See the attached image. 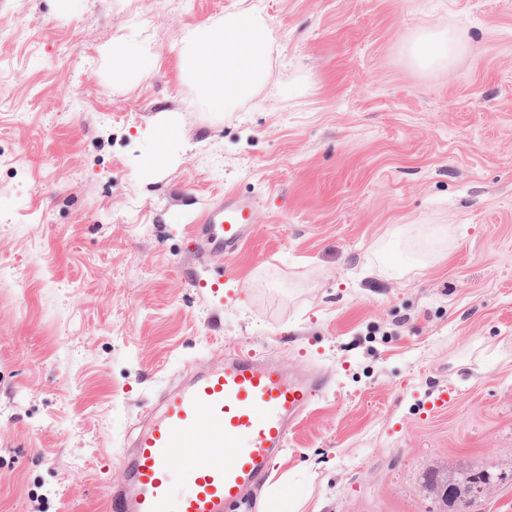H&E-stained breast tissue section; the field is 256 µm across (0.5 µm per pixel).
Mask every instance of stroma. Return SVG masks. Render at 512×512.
Wrapping results in <instances>:
<instances>
[{"label": "stroma", "mask_w": 512, "mask_h": 512, "mask_svg": "<svg viewBox=\"0 0 512 512\" xmlns=\"http://www.w3.org/2000/svg\"><path fill=\"white\" fill-rule=\"evenodd\" d=\"M228 12L273 54L217 112L178 56ZM228 193L253 235L196 249ZM230 346L329 383L251 512H457L473 469L512 512V0H0V512H107ZM463 49L464 45L457 38L427 31L415 46L414 54L421 65L433 66L446 60L451 61ZM107 52L112 54L113 74L116 79L125 81L134 75L136 58L127 53L124 44L112 42V46L107 48Z\"/></svg>", "instance_id": "stroma-1"}]
</instances>
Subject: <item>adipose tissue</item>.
Listing matches in <instances>:
<instances>
[{"mask_svg":"<svg viewBox=\"0 0 512 512\" xmlns=\"http://www.w3.org/2000/svg\"><path fill=\"white\" fill-rule=\"evenodd\" d=\"M463 44L445 33L425 32L414 54L418 62L433 66L452 60ZM272 54L267 25L261 17L241 12L225 14L214 24H202L189 32L178 64L221 109L245 98L264 80Z\"/></svg>","mask_w":512,"mask_h":512,"instance_id":"1","label":"adipose tissue"}]
</instances>
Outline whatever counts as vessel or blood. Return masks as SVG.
<instances>
[{
    "mask_svg": "<svg viewBox=\"0 0 512 512\" xmlns=\"http://www.w3.org/2000/svg\"><path fill=\"white\" fill-rule=\"evenodd\" d=\"M256 203L229 196L197 225L203 250L235 252L255 224ZM327 383L298 381L282 366L237 349L163 399L120 459L124 487L108 491L112 512H227L269 479L291 430ZM186 494H175L172 479Z\"/></svg>",
    "mask_w": 512,
    "mask_h": 512,
    "instance_id": "obj_1",
    "label": "vessel or blood"
}]
</instances>
